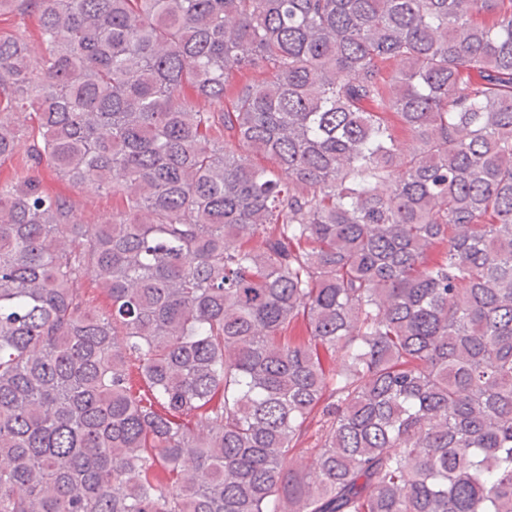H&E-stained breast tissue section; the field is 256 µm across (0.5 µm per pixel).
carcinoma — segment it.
Segmentation results:
<instances>
[{
	"instance_id": "cac0c4a2",
	"label": "carcinoma",
	"mask_w": 512,
	"mask_h": 512,
	"mask_svg": "<svg viewBox=\"0 0 512 512\" xmlns=\"http://www.w3.org/2000/svg\"><path fill=\"white\" fill-rule=\"evenodd\" d=\"M8 8L0 512H512V0ZM44 184L51 191L70 192L80 201V213L82 219L94 218L99 222L112 218L118 208L117 197H112V192H94L72 186L67 181L61 180L50 169L45 167L43 171Z\"/></svg>"
}]
</instances>
